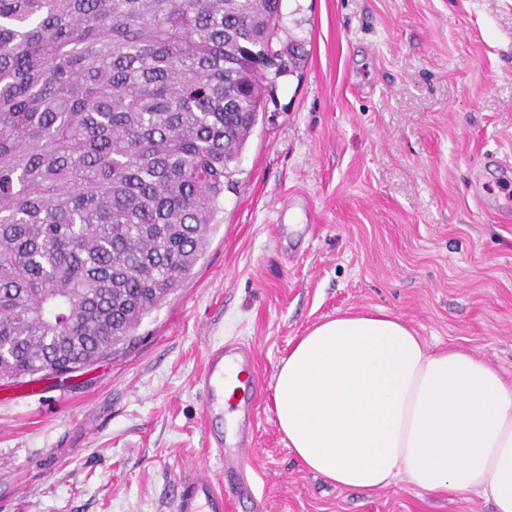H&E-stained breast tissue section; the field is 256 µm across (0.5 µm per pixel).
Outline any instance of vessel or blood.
Wrapping results in <instances>:
<instances>
[{"label": "vessel or blood", "instance_id": "obj_1", "mask_svg": "<svg viewBox=\"0 0 512 512\" xmlns=\"http://www.w3.org/2000/svg\"><path fill=\"white\" fill-rule=\"evenodd\" d=\"M250 371L254 368L251 347L227 341L210 347L198 384L204 394L205 418L221 416L224 406V380L232 369ZM240 420V431L233 447H226L222 435L211 433L206 446L220 461V469L188 465L178 476L172 496V512H227L231 500L249 495L244 479L255 425V403L246 401L232 406Z\"/></svg>", "mask_w": 512, "mask_h": 512}]
</instances>
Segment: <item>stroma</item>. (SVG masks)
I'll return each instance as SVG.
<instances>
[{
	"mask_svg": "<svg viewBox=\"0 0 512 512\" xmlns=\"http://www.w3.org/2000/svg\"><path fill=\"white\" fill-rule=\"evenodd\" d=\"M307 53L278 78L194 272L70 381H0V512H171L215 466L195 379L255 352L242 512H492L400 481L330 486L288 449L276 366L313 324L382 308L512 383V0H283Z\"/></svg>",
	"mask_w": 512,
	"mask_h": 512,
	"instance_id": "35a3bbf8",
	"label": "stroma"
}]
</instances>
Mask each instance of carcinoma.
Wrapping results in <instances>:
<instances>
[{
    "mask_svg": "<svg viewBox=\"0 0 512 512\" xmlns=\"http://www.w3.org/2000/svg\"><path fill=\"white\" fill-rule=\"evenodd\" d=\"M283 0H0V375L112 356L192 274Z\"/></svg>",
    "mask_w": 512,
    "mask_h": 512,
    "instance_id": "obj_1",
    "label": "carcinoma"
}]
</instances>
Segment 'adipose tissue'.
Masks as SVG:
<instances>
[{
	"label": "adipose tissue",
	"mask_w": 512,
	"mask_h": 512,
	"mask_svg": "<svg viewBox=\"0 0 512 512\" xmlns=\"http://www.w3.org/2000/svg\"><path fill=\"white\" fill-rule=\"evenodd\" d=\"M273 403L290 451L338 488L403 480L512 512V384L470 351L429 348L383 309L298 337L276 367Z\"/></svg>",
	"instance_id": "adipose-tissue-1"
}]
</instances>
